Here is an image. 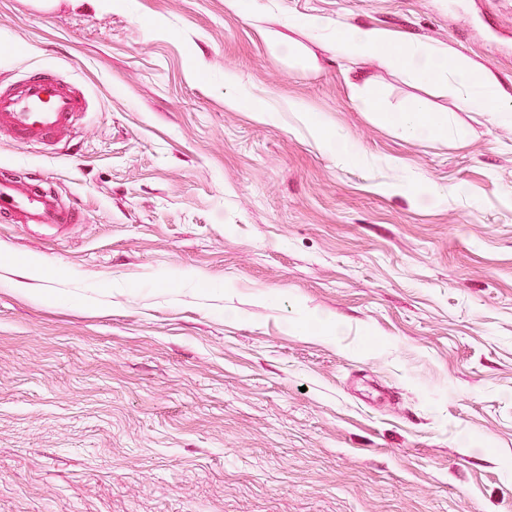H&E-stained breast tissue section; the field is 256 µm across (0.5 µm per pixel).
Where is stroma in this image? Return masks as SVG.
<instances>
[{
    "instance_id": "35a3bbf8",
    "label": "stroma",
    "mask_w": 512,
    "mask_h": 512,
    "mask_svg": "<svg viewBox=\"0 0 512 512\" xmlns=\"http://www.w3.org/2000/svg\"><path fill=\"white\" fill-rule=\"evenodd\" d=\"M349 27L512 95V0H0V88L88 104L0 131L83 213L0 221V512H512V123ZM417 106L447 130L380 119ZM363 54L371 55L385 66L397 67L413 79L441 77L463 111L484 112L489 99H509L491 74L464 58L449 63L448 54L441 48L400 39L396 32L385 27H350L337 31L336 56L351 59ZM511 100L512 97L495 111L504 114L508 122H511ZM87 112L83 96L51 74L37 72L0 90V128L25 142H56ZM323 146L336 155L347 158L356 159L359 156V148L355 142L347 139L339 134L321 138Z\"/></svg>"
}]
</instances>
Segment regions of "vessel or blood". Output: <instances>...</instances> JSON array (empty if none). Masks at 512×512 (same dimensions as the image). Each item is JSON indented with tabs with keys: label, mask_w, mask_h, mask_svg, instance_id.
<instances>
[{
	"label": "vessel or blood",
	"mask_w": 512,
	"mask_h": 512,
	"mask_svg": "<svg viewBox=\"0 0 512 512\" xmlns=\"http://www.w3.org/2000/svg\"><path fill=\"white\" fill-rule=\"evenodd\" d=\"M87 111L83 96L51 74L37 72L0 90V128L25 142H56ZM0 216L16 224H75L78 211L62 207L56 197L30 184L0 180Z\"/></svg>",
	"instance_id": "obj_1"
}]
</instances>
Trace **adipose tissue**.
<instances>
[{"mask_svg": "<svg viewBox=\"0 0 512 512\" xmlns=\"http://www.w3.org/2000/svg\"><path fill=\"white\" fill-rule=\"evenodd\" d=\"M336 54L345 59L368 54L417 80L439 76L447 81L459 108L467 112L485 111L488 100L501 96L493 76L471 61L449 59L443 49L400 39L385 27H351L337 32ZM384 119L415 140L432 138L444 127L443 118L419 107L385 114Z\"/></svg>", "mask_w": 512, "mask_h": 512, "instance_id": "adipose-tissue-1", "label": "adipose tissue"}]
</instances>
